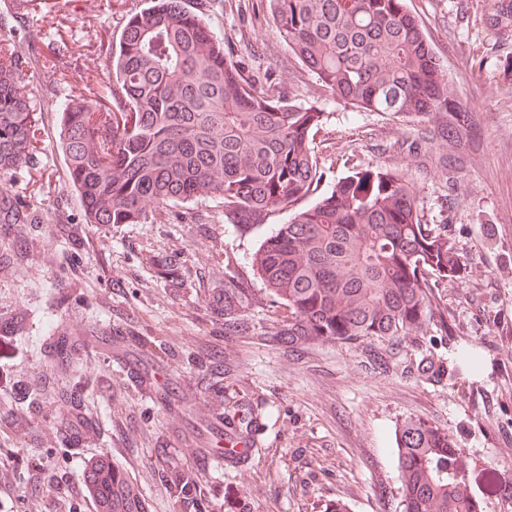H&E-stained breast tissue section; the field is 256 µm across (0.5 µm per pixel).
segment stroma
<instances>
[{
    "mask_svg": "<svg viewBox=\"0 0 512 512\" xmlns=\"http://www.w3.org/2000/svg\"><path fill=\"white\" fill-rule=\"evenodd\" d=\"M149 4L0 0V16L13 18L11 27H0V41L29 58L21 78L38 117L37 142L16 188L39 214L61 211L84 227L80 256L55 225L36 224L27 230L31 261L0 266V312L21 308L29 316L6 369L40 390L36 400L20 403L38 422V433L10 439L0 433V454L13 458L0 481L26 486L29 462L55 476L38 494L0 499V512H58L59 485L79 488L87 460L107 450L151 512H185L149 460L162 444L172 462L193 471L210 512H313L314 504L336 501L348 512H399L394 429L413 416L448 429L474 471L470 488L482 512H512V475L500 486L484 483L498 464L512 463V39L495 41L484 25L493 0H406L468 111L470 147L446 163L436 124L363 112L325 92L275 37L265 0H185L189 9L202 10L234 60L271 73L297 103L323 109L315 152L324 183L335 182L351 163L406 170L420 190L427 223L443 226L463 254L459 279L439 290L447 335H436L430 324L426 337L377 343L387 360L383 370L362 346L315 341L293 352L271 340L285 316L281 307L253 310L255 336L230 337L213 324L208 295L223 287L225 272L251 279L252 254L273 224L242 237L220 217L203 226L182 223L175 207L151 224L86 223L58 146L53 102L73 95L96 112L110 106L109 63L99 46L119 41L127 16ZM49 39L71 48L66 68L56 67ZM157 255L181 267L180 287L149 264ZM125 311L139 318L155 348L112 335L117 313ZM62 330L85 346L60 371L44 349ZM203 339L233 367L224 377L225 393L236 394L254 416L256 444L235 465L219 460L203 372L189 359ZM472 347L481 362L474 373L461 359ZM426 357L454 366V376L425 383L418 365ZM135 372L180 388L170 409L133 386ZM98 376L111 377L112 393L87 391L89 423L79 446H70L58 429L63 407L52 389Z\"/></svg>",
    "mask_w": 512,
    "mask_h": 512,
    "instance_id": "1",
    "label": "stroma"
}]
</instances>
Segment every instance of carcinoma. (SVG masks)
I'll list each match as a JSON object with an SVG mask.
<instances>
[{
	"label": "carcinoma",
	"mask_w": 512,
	"mask_h": 512,
	"mask_svg": "<svg viewBox=\"0 0 512 512\" xmlns=\"http://www.w3.org/2000/svg\"><path fill=\"white\" fill-rule=\"evenodd\" d=\"M273 32L331 96L368 112L415 116L441 126L443 140L470 146L466 110L448 72L404 0H266ZM495 33L512 37V0H496L487 15ZM111 56V119H96L87 102L63 97L61 150L88 224H147L153 211L183 205L186 224H207L195 207L217 202L224 223L242 235L292 218L264 239L252 258L261 287L236 277L208 296L226 336H257L251 310L269 302L285 307L288 320L275 335L290 348L311 341L368 344L423 331L439 306L437 288L456 278L461 261L445 230L426 223L420 191L404 170L352 166L310 205L323 180L314 139L324 112L284 95L270 74H248L234 62L202 15L182 0H154L130 15ZM22 56L0 44V229L16 238L0 245V265L24 261L22 237L41 217L12 183L35 142V113L19 85ZM51 220L74 248L82 225L58 211ZM159 276L180 285L177 263L150 259ZM26 330L21 312L0 315V357L12 337ZM115 335L145 348L155 341L126 315ZM48 350L64 368L72 344L66 333ZM191 360L205 367L206 389L224 399V358L207 342ZM420 377L440 383L448 367L421 364ZM0 389L30 396L33 386L0 373ZM66 407L61 425L85 420L79 387L57 393ZM236 410L218 421L236 446L243 430ZM37 425L26 411L0 414V431L29 435ZM400 512H482L467 485L471 469L448 429L422 419L396 428ZM180 502L195 512V480L187 469L167 471ZM81 492L96 512H149L150 505L126 469L105 452L85 467Z\"/></svg>",
	"instance_id": "obj_1"
}]
</instances>
